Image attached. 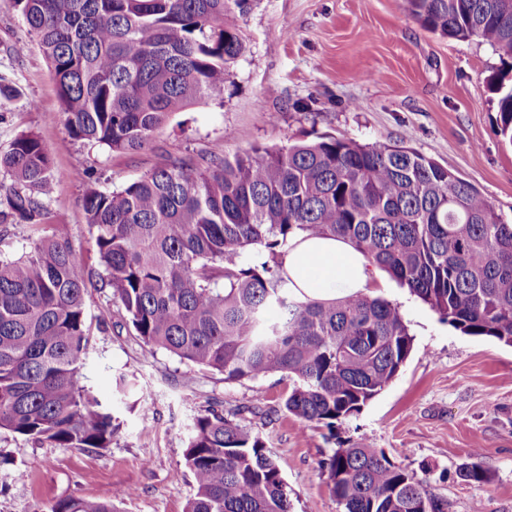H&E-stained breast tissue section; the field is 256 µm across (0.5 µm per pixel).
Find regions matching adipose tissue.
<instances>
[{"instance_id":"obj_1","label":"adipose tissue","mask_w":512,"mask_h":512,"mask_svg":"<svg viewBox=\"0 0 512 512\" xmlns=\"http://www.w3.org/2000/svg\"><path fill=\"white\" fill-rule=\"evenodd\" d=\"M288 286L300 299L340 300L367 293L374 272L345 240L298 235L283 259Z\"/></svg>"}]
</instances>
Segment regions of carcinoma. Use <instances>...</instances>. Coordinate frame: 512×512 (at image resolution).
I'll list each match as a JSON object with an SVG mask.
<instances>
[{"instance_id":"1","label":"carcinoma","mask_w":512,"mask_h":512,"mask_svg":"<svg viewBox=\"0 0 512 512\" xmlns=\"http://www.w3.org/2000/svg\"><path fill=\"white\" fill-rule=\"evenodd\" d=\"M50 63L69 133L114 151L148 146L175 112L223 100L245 49L233 20L247 0H14ZM424 30L479 37L501 59L487 83L512 144V8L504 0H405ZM0 221L41 225L61 174L33 133L0 153ZM89 233L101 287L142 346L224 375L281 372L283 409L332 431L379 395L410 357L399 309L366 294L302 301L283 257L298 234L348 241L465 335L512 346V224L470 182L405 142L331 135L232 156L168 157L110 193L89 188ZM93 286L68 231L0 259V430L55 448L111 446L112 403L82 369ZM186 512H293L292 491L264 438L211 402L193 419ZM343 512H447L427 481L384 452L336 448L324 462ZM466 482L489 480L475 451ZM110 499L68 497L49 512H120Z\"/></svg>"}]
</instances>
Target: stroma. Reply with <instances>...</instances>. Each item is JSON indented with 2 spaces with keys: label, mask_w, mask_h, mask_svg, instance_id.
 Instances as JSON below:
<instances>
[{
  "label": "stroma",
  "mask_w": 512,
  "mask_h": 512,
  "mask_svg": "<svg viewBox=\"0 0 512 512\" xmlns=\"http://www.w3.org/2000/svg\"><path fill=\"white\" fill-rule=\"evenodd\" d=\"M236 20L245 51L229 70L223 102L176 113L149 147L118 153L69 134L50 65L20 6L0 0V84L12 91L0 96V152L20 134H36L62 174L46 224L8 226L0 258L20 256L58 224L97 282L103 269L82 205L88 188L120 189L169 156L232 155L321 133L361 144L408 141L512 223V144L498 132L486 84L500 58L485 41L423 30L404 0H249ZM371 293L398 306L414 350L392 383L331 433L283 410L287 375L228 382L166 352L149 353L110 289H90L83 374L94 395L114 403L112 445L53 448L0 431V454L9 459L0 467V512H47L64 497L105 499L126 488L134 494L122 512H186L188 429L213 401L267 441L294 492L293 512H341L320 463L342 444L382 450L417 474L430 467V487L448 512H512V346L461 333L385 272H376ZM121 374L137 379L141 395L113 400ZM476 449L490 482L457 476Z\"/></svg>",
  "instance_id": "35a3bbf8"
}]
</instances>
